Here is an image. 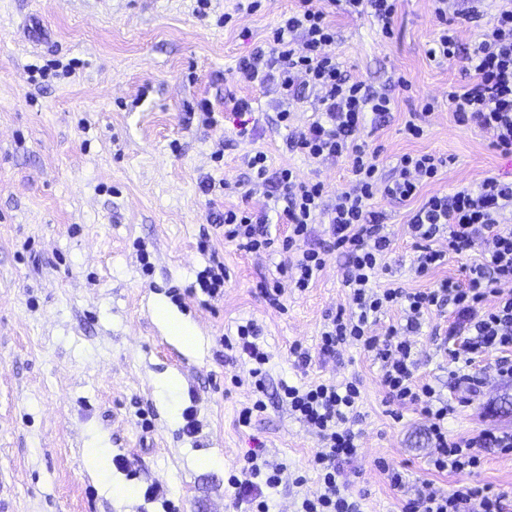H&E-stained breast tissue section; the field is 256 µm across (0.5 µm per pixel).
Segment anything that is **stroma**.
Listing matches in <instances>:
<instances>
[{
  "label": "stroma",
  "instance_id": "1",
  "mask_svg": "<svg viewBox=\"0 0 512 512\" xmlns=\"http://www.w3.org/2000/svg\"><path fill=\"white\" fill-rule=\"evenodd\" d=\"M295 5L262 0L238 15L235 0H210L202 16L196 0H0V512H236L228 478L257 447L283 467L268 492L274 512H299L319 488L309 460L321 442L277 393L285 382L354 377L362 402L352 489L365 494L363 512H401L425 486L512 490V452L485 451L474 473L436 471L424 417L412 406L391 417L372 354L346 344L335 359L316 358L326 315L352 306L342 254L328 253L311 288L289 294L279 311L257 284L276 276L280 256L239 251L217 231L211 254L198 248L212 211L267 201L244 155L263 151L270 169L293 168L333 193L349 185L346 159L308 160L286 146L312 119L313 97L291 103L288 130L272 94L235 78L238 61ZM332 20L343 70L394 100L391 114L367 124L382 175L402 154L429 152L450 163L424 198L512 179V155L448 108L449 86L469 77L461 62L426 54L438 32L432 0H398L389 39L370 15L340 9ZM234 97L253 101L244 136L226 111ZM203 98L223 110L217 125L202 124ZM426 99L435 108L424 134L406 139L402 129ZM207 176L248 181L250 196L209 198L200 189ZM374 206L393 240L378 285L414 291L464 279L457 259L415 275L406 222L416 201L379 196ZM213 254L228 274L217 300L190 292ZM161 304L193 328L194 346L171 334L156 314ZM445 319L433 314L413 343L417 379L455 407L449 438L512 429V383L498 376L495 355L473 365L475 390L455 388L453 364L431 333ZM248 320L269 354L268 398L244 426L250 365L222 338ZM296 342L312 351L309 365L291 355ZM389 467L403 487L391 486ZM156 484L165 497L148 496Z\"/></svg>",
  "mask_w": 512,
  "mask_h": 512
}]
</instances>
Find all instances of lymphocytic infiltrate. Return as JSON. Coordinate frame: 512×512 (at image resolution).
Here are the masks:
<instances>
[{"label": "lymphocytic infiltrate", "mask_w": 512, "mask_h": 512, "mask_svg": "<svg viewBox=\"0 0 512 512\" xmlns=\"http://www.w3.org/2000/svg\"><path fill=\"white\" fill-rule=\"evenodd\" d=\"M434 2L441 29L428 56L441 62L464 59L466 70L473 74L467 87H449V108L458 124L491 132L493 148L512 155V0H499L490 27L465 54L459 51L445 0ZM335 43L336 27L328 12L312 0H299L297 9L283 14L274 27L267 47L239 61L236 75L247 84L275 87L284 101L305 90L316 94V119L304 131L292 134L287 145L313 160L346 158L352 174L348 189L329 195L323 182L298 181L292 168L270 170L266 154L258 151L248 157L247 167L253 182L276 183L279 207L272 213L227 209L216 214L214 227L238 250L284 254L280 279L260 286L268 304L278 309L287 290L303 292L310 287L324 267L326 252L337 250L346 256L344 281L356 310L328 315L317 354L325 359L335 357L338 346L346 343L373 353L380 363L381 382L389 401L401 407L416 406L426 419L435 448L434 468L473 472L481 467L484 451H512V432L488 427L473 437L449 440L446 423L453 407L430 384L418 383L410 337L432 312L449 310L441 331L457 364L453 372L456 386L477 385L479 379L469 369L476 359L490 353L498 356L497 371L502 380H512V294L504 295L497 289L499 283L512 282V231L499 229L501 214L512 209V182L489 177L449 195H431L409 218L417 252L416 272L421 276L445 264L449 256L464 255L477 242H489L488 259L470 267L467 282L444 280L437 287L414 292L376 287L377 275L385 269V258L392 249L383 214L372 207L376 192L394 201L410 200L435 180L447 161L429 153H406L397 159L391 178L380 179L376 155L369 152L362 132L368 114L389 112L391 100L342 69ZM273 218L288 227L282 239L270 237L266 229ZM318 224L324 225L326 237L317 246L312 237ZM393 307L403 311L402 323L390 325L385 334H374L380 315ZM237 336L251 363L249 375L255 395L253 403L239 415L246 426L254 414L266 408L269 355L256 341L258 327L254 322L238 325ZM280 397L323 443L311 460L322 491L303 501L302 512H362V497L352 491L348 471L359 454V433L354 429L361 397L357 381L301 387L285 384ZM281 472L280 465L249 452L239 474L228 479L235 505L244 506L245 512H270L271 504L263 491L278 487ZM402 512H512V495L490 493L476 486H461L445 495L421 489L405 501Z\"/></svg>", "instance_id": "obj_1"}]
</instances>
